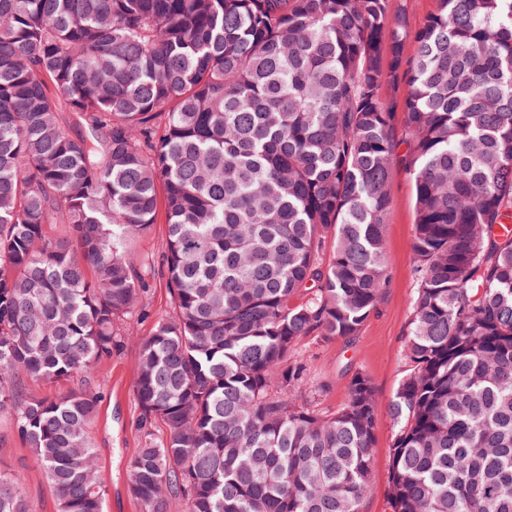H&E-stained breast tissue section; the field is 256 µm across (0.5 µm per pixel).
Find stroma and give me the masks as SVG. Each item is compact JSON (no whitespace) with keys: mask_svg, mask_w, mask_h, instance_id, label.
I'll list each match as a JSON object with an SVG mask.
<instances>
[{"mask_svg":"<svg viewBox=\"0 0 512 512\" xmlns=\"http://www.w3.org/2000/svg\"><path fill=\"white\" fill-rule=\"evenodd\" d=\"M389 194L385 243L390 264L387 284L376 309L357 336L328 342L306 339L295 351L314 382L323 387L317 399L321 412L332 413L344 403L348 381L354 373L367 376L375 390L378 416L373 438L372 490L363 501L362 512H390L387 497L397 428L387 408L406 369L405 337L418 287V262L412 249L416 218L414 185L402 168L394 169ZM137 372L138 349L131 342L111 360L101 363L92 381L99 402L90 435L108 490L105 512H140L128 493L125 479L126 461L141 446L136 426ZM0 469L23 476L24 491L35 512H56L53 489L5 414H0Z\"/></svg>","mask_w":512,"mask_h":512,"instance_id":"obj_1","label":"stroma"}]
</instances>
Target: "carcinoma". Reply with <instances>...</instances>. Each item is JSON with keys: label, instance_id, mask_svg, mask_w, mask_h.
Wrapping results in <instances>:
<instances>
[{"label": "carcinoma", "instance_id": "cac0c4a2", "mask_svg": "<svg viewBox=\"0 0 512 512\" xmlns=\"http://www.w3.org/2000/svg\"><path fill=\"white\" fill-rule=\"evenodd\" d=\"M402 66L401 154L379 88ZM397 163L418 287L390 509L512 512V0H437L414 33L390 0H0V413L57 512H104L91 379L147 309L131 247L161 210L141 512H361L374 389L324 415L293 351L375 310ZM20 371L84 387L29 399ZM0 512H34L2 470ZM147 288L149 316L130 322V329L139 335L148 334L153 323L170 312V299L166 291L165 279L156 272L155 276L148 279Z\"/></svg>", "mask_w": 512, "mask_h": 512}]
</instances>
